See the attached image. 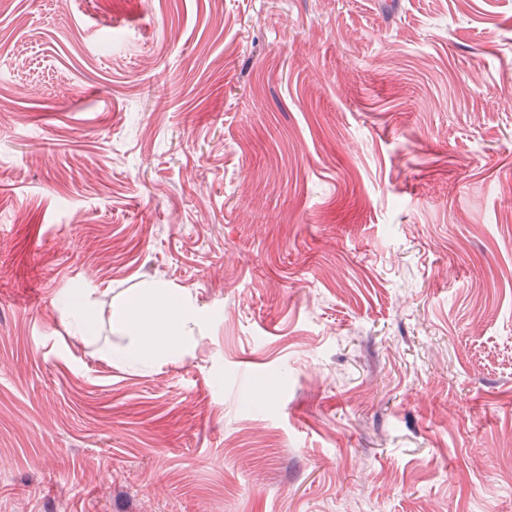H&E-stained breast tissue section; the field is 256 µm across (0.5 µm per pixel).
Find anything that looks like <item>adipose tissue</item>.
I'll return each mask as SVG.
<instances>
[{
  "label": "adipose tissue",
  "instance_id": "1",
  "mask_svg": "<svg viewBox=\"0 0 512 512\" xmlns=\"http://www.w3.org/2000/svg\"><path fill=\"white\" fill-rule=\"evenodd\" d=\"M188 322L176 295L164 288L144 289L120 305L128 342L116 356L130 365L173 359L188 343Z\"/></svg>",
  "mask_w": 512,
  "mask_h": 512
}]
</instances>
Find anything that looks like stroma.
Returning <instances> with one entry per match:
<instances>
[{
	"label": "stroma",
	"instance_id": "1",
	"mask_svg": "<svg viewBox=\"0 0 512 512\" xmlns=\"http://www.w3.org/2000/svg\"><path fill=\"white\" fill-rule=\"evenodd\" d=\"M511 435L512 0H0V512H512ZM189 319L176 295L146 288L121 303L120 325L129 340L112 356L130 365L173 359L188 343ZM67 318L76 333L87 337L95 335L92 303L87 296H77L67 305Z\"/></svg>",
	"mask_w": 512,
	"mask_h": 512
}]
</instances>
